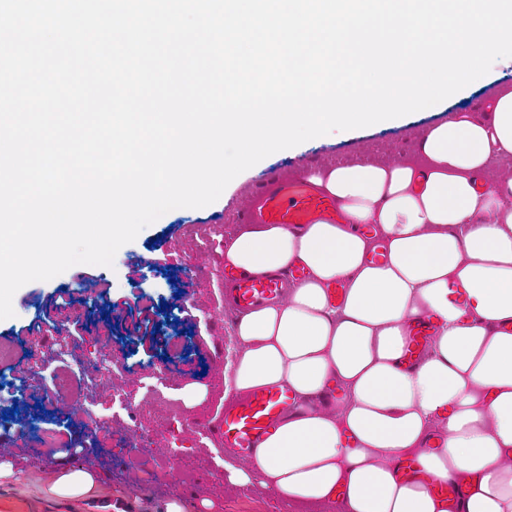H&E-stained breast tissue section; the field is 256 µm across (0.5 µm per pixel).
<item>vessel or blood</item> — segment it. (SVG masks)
<instances>
[{
	"instance_id": "obj_1",
	"label": "vessel or blood",
	"mask_w": 512,
	"mask_h": 512,
	"mask_svg": "<svg viewBox=\"0 0 512 512\" xmlns=\"http://www.w3.org/2000/svg\"><path fill=\"white\" fill-rule=\"evenodd\" d=\"M255 202L241 213L245 224H280L294 230L319 220L334 222L341 212L333 198L317 192L306 179L285 174L269 175L254 190ZM305 270L288 267L263 278H249L233 270L224 272V301L235 316L253 309L283 302L290 283L301 280ZM437 325L433 316L420 317L410 327L405 351L406 360L423 351ZM295 398L288 386H272L235 395L224 406V416L216 430L224 447L244 464L253 462L257 448L277 429L283 417L293 408ZM448 512H459L465 496L464 486L456 481H441L434 485Z\"/></svg>"
}]
</instances>
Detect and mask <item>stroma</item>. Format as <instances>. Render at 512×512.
Here are the masks:
<instances>
[{"label":"stroma","instance_id":"stroma-1","mask_svg":"<svg viewBox=\"0 0 512 512\" xmlns=\"http://www.w3.org/2000/svg\"><path fill=\"white\" fill-rule=\"evenodd\" d=\"M512 90V60L495 62L483 79L429 111L403 116L345 135H329L276 152L229 184L213 204L167 212L122 246L112 266L78 264L47 281L25 284L13 296L14 315L0 320V438L10 443L13 483L0 494L41 512H91L85 503L63 502L46 491L47 475L73 459L92 460L99 496L128 505L129 512H160L167 501H212L214 512H283L274 494L259 486H235L222 466L224 445L211 428L224 412V368L238 343L235 323L224 314V239L240 226L241 207L257 184L273 173L303 175L309 169L365 155L408 159L420 135L456 112L480 113ZM147 312L153 327L135 326ZM62 341L95 353L105 347L120 358L115 383L141 396L154 386L177 402V417L150 409L117 410L105 429L91 425L103 415L97 392L61 395L53 412L41 408L63 365L44 352L46 370L30 374L31 336ZM52 428L58 443L38 445L34 426ZM161 453L152 473L128 467L134 450Z\"/></svg>","mask_w":512,"mask_h":512}]
</instances>
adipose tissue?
Returning a JSON list of instances; mask_svg holds the SVG:
<instances>
[{
	"label": "adipose tissue",
	"instance_id": "adipose-tissue-1",
	"mask_svg": "<svg viewBox=\"0 0 512 512\" xmlns=\"http://www.w3.org/2000/svg\"><path fill=\"white\" fill-rule=\"evenodd\" d=\"M511 157L510 90L482 117L459 112L431 127L415 159L313 170L341 223L252 224L225 241V263L244 274L308 272L285 301L236 322L228 391L285 384L297 405L254 469L225 463L230 483L270 489L293 512H445L429 485L458 479L459 512H512V334L500 330L512 324V173L483 178ZM378 249L386 260L375 265ZM337 281L347 285L340 306L327 295ZM426 314L438 330L406 365V324ZM436 432L442 447H428ZM407 459L421 476L399 478ZM98 490L97 473L81 467L56 469L49 486L64 500L93 501Z\"/></svg>",
	"mask_w": 512,
	"mask_h": 512
}]
</instances>
